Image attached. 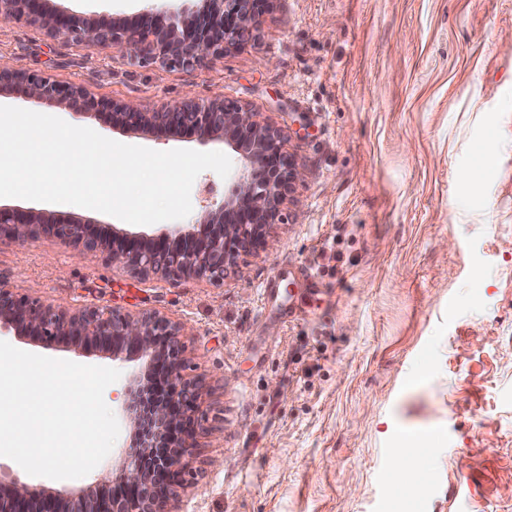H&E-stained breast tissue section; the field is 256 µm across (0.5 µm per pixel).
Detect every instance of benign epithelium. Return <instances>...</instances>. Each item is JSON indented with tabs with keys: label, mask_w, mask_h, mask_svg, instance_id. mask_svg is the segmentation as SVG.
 <instances>
[{
	"label": "benign epithelium",
	"mask_w": 512,
	"mask_h": 512,
	"mask_svg": "<svg viewBox=\"0 0 512 512\" xmlns=\"http://www.w3.org/2000/svg\"><path fill=\"white\" fill-rule=\"evenodd\" d=\"M268 0H201L191 7L162 4L135 21L99 22L74 14L55 0H0V21L23 20L53 41L108 47L143 66L195 69L249 37ZM18 90L36 106L95 110L121 131L158 136L224 140L243 163V173L222 198H210L192 224H171L160 234L93 235L87 223H62L51 213L0 206V237L15 241L45 235L78 252L102 251L133 274L165 280L205 279L220 286L243 253L264 250L269 229L282 216L292 185L305 177L283 151L282 131L259 113L222 101L184 97L151 111L131 103L97 99L77 83L51 80L0 58V92ZM14 333L47 347L64 344L101 350L114 360L149 359L146 375L160 367L163 389L141 430L140 442L122 452L121 465L106 482L118 493L101 498L87 491L52 490L0 479V512H172L175 488L186 482L195 448L193 427L204 385L183 374L187 327L159 311L134 316L90 303L75 310L67 302L44 304L21 297L0 274V334Z\"/></svg>",
	"instance_id": "1"
}]
</instances>
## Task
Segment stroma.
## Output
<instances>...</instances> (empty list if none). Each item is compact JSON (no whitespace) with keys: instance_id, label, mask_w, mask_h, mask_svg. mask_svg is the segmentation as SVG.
<instances>
[{"instance_id":"1","label":"stroma","mask_w":512,"mask_h":512,"mask_svg":"<svg viewBox=\"0 0 512 512\" xmlns=\"http://www.w3.org/2000/svg\"><path fill=\"white\" fill-rule=\"evenodd\" d=\"M0 56L148 109L249 107L308 172L265 249L220 286L142 280L52 238L0 240L18 295L189 327L185 372L206 391L175 512H389L406 494L418 512H512V0H268L251 40L193 71L23 21L0 23ZM0 338L120 370L104 393L112 451L55 483L107 490L135 440L121 394L140 363ZM409 435L408 489L394 455Z\"/></svg>"}]
</instances>
